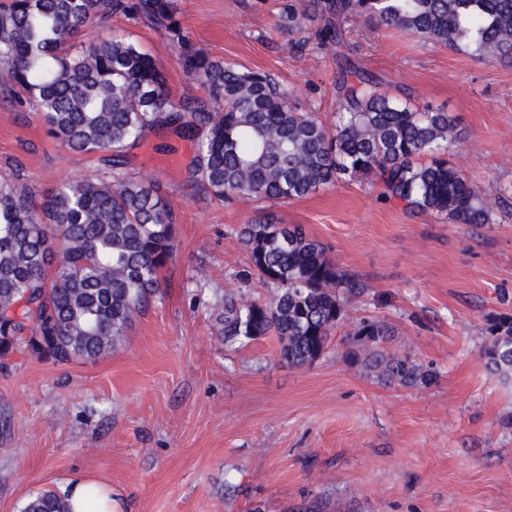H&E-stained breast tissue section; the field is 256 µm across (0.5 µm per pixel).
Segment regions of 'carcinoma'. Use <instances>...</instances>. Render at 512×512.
Returning <instances> with one entry per match:
<instances>
[{"label":"carcinoma","instance_id":"1","mask_svg":"<svg viewBox=\"0 0 512 512\" xmlns=\"http://www.w3.org/2000/svg\"><path fill=\"white\" fill-rule=\"evenodd\" d=\"M130 15L164 31L185 75L207 97L171 102L163 68L116 35L73 40L112 17ZM174 0H3L0 68L16 87L17 107L38 111L45 135L85 154L100 179L65 182L41 194L21 180L0 181V360L24 349L57 365L96 360L125 336L134 315L159 291L173 257L176 215L150 180L126 170L146 133L166 127L199 135L186 182L220 202L286 203L321 189L370 180L380 198L453 224H493L485 189L448 159L456 118L379 89L351 64L336 76V124L303 112L261 71L193 46ZM362 15L425 45L488 63H512V0H294L279 26L288 47L310 42L341 56L344 30L334 18ZM238 236L258 278L275 286L265 302L224 298L216 308L224 342L273 335L290 365L323 354L365 284L298 226L265 214ZM486 365L512 376V318L491 319ZM388 335L363 322L347 352L385 382L422 387L433 374L408 355L377 348ZM22 512H72L55 491L32 496Z\"/></svg>","mask_w":512,"mask_h":512}]
</instances>
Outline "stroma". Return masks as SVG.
<instances>
[{"mask_svg":"<svg viewBox=\"0 0 512 512\" xmlns=\"http://www.w3.org/2000/svg\"><path fill=\"white\" fill-rule=\"evenodd\" d=\"M287 0H177L193 45L266 72L304 111L336 122V56L288 51ZM346 53L383 90L447 110L460 138L451 162L487 191L497 220L451 224L379 200L362 181L273 210L329 248L367 284L324 353L295 367L268 335L234 345L213 314L224 296L272 290L247 275L236 236L259 205H227L184 183L196 142L148 133L128 166L154 181L176 216L177 251L160 290L119 345L57 365L28 353L0 368V512L68 478L112 488L115 512H512V380L481 351L487 319L512 316V64L490 65L346 16ZM162 65L173 101L203 95L164 32L129 16L108 29ZM0 78V180L39 190L95 177L88 156L49 141L35 109ZM390 331L437 379L426 388L377 379L345 356L361 322Z\"/></svg>","mask_w":512,"mask_h":512,"instance_id":"stroma-1","label":"stroma"}]
</instances>
